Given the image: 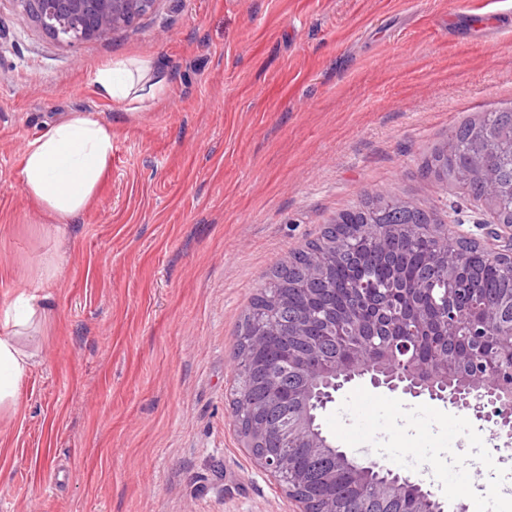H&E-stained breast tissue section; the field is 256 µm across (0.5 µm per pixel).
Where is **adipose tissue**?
Listing matches in <instances>:
<instances>
[{
    "instance_id": "adipose-tissue-1",
    "label": "adipose tissue",
    "mask_w": 512,
    "mask_h": 512,
    "mask_svg": "<svg viewBox=\"0 0 512 512\" xmlns=\"http://www.w3.org/2000/svg\"><path fill=\"white\" fill-rule=\"evenodd\" d=\"M102 98L155 99L167 85L166 75L149 57L111 60L94 73ZM112 126L95 116L76 112L51 125L30 141L22 155L20 178L29 199L59 222L82 212L112 165ZM42 280L0 310V411H13L33 365L20 338L40 315L37 291Z\"/></svg>"
}]
</instances>
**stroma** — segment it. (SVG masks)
<instances>
[{
	"label": "stroma",
	"mask_w": 512,
	"mask_h": 512,
	"mask_svg": "<svg viewBox=\"0 0 512 512\" xmlns=\"http://www.w3.org/2000/svg\"><path fill=\"white\" fill-rule=\"evenodd\" d=\"M158 0L76 45L0 0V303L46 278L34 366L0 416V512H293L231 413L238 336L272 270L365 194L480 237L492 211L424 172L455 128L512 107V0ZM491 15L474 32L471 14ZM147 56L158 99L106 101L95 70ZM71 112L112 124V166L70 222L20 183ZM317 422L356 457L468 512H512L493 423L352 384Z\"/></svg>",
	"instance_id": "35a3bbf8"
}]
</instances>
